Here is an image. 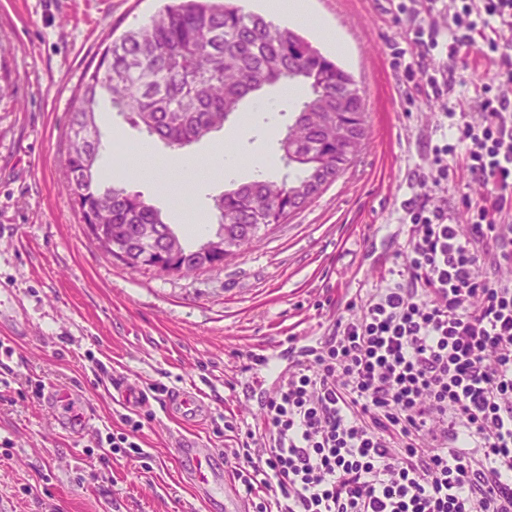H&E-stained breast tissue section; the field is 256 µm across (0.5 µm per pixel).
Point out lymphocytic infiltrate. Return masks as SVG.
Instances as JSON below:
<instances>
[{
    "mask_svg": "<svg viewBox=\"0 0 512 512\" xmlns=\"http://www.w3.org/2000/svg\"><path fill=\"white\" fill-rule=\"evenodd\" d=\"M398 0L407 37L435 57L427 85L493 61L479 120L432 149L434 199L408 201L406 262L337 310L262 402L232 451L256 512H512V0H451L448 40ZM483 192L448 214V161Z\"/></svg>",
    "mask_w": 512,
    "mask_h": 512,
    "instance_id": "lymphocytic-infiltrate-1",
    "label": "lymphocytic infiltrate"
}]
</instances>
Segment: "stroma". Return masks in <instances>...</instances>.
<instances>
[{
	"label": "stroma",
	"instance_id": "stroma-1",
	"mask_svg": "<svg viewBox=\"0 0 512 512\" xmlns=\"http://www.w3.org/2000/svg\"><path fill=\"white\" fill-rule=\"evenodd\" d=\"M321 28L280 23L352 74L364 100L369 140L359 158L307 208L224 266L188 277L129 270L105 255L80 223L61 181L66 129L87 70L103 49L154 14L159 0H0V512H224L186 476L176 446L196 434L214 448L231 480L230 451L243 430L260 426V397L272 389L265 362L287 367L289 336L315 344L338 307L404 264L407 234L398 198L433 195L420 184L430 149L449 127L448 100L408 86L402 66L414 49L392 0H309ZM289 104L254 113L249 137L233 116L211 138L184 148L204 172L194 181L193 234L172 196L180 173L129 176L142 136L122 116L105 113L107 148L98 183H120L167 214L190 242L206 240L212 198L253 179L250 168L225 177L230 148L269 159L284 172L277 140ZM138 382L148 404L125 399L114 377ZM71 391L96 418L88 432L58 426L44 405L48 390ZM199 393L206 416L186 424L169 411L177 390ZM141 421L146 458L102 457L98 436Z\"/></svg>",
	"mask_w": 512,
	"mask_h": 512
}]
</instances>
